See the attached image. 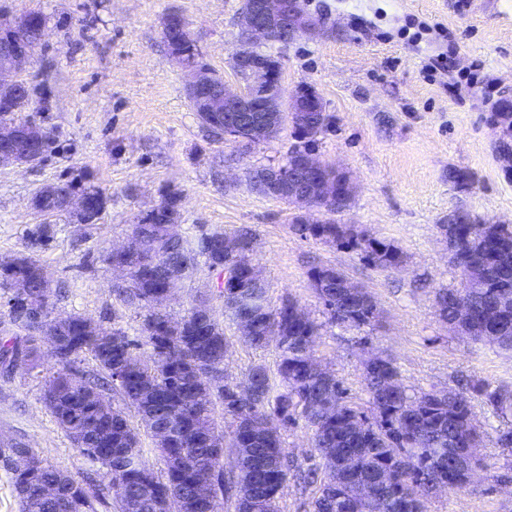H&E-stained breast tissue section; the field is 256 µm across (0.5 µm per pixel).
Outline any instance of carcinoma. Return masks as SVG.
I'll return each mask as SVG.
<instances>
[{
	"instance_id": "1",
	"label": "carcinoma",
	"mask_w": 512,
	"mask_h": 512,
	"mask_svg": "<svg viewBox=\"0 0 512 512\" xmlns=\"http://www.w3.org/2000/svg\"><path fill=\"white\" fill-rule=\"evenodd\" d=\"M35 95L29 84L16 89L0 88V126H25L18 115L17 97ZM297 143L317 147L319 137L335 123L327 112H297L289 119ZM347 176L328 165L304 178L297 188L315 199L318 207L334 213L338 208L325 203L324 187L340 190L347 209L354 188ZM181 195L166 193L161 212L148 213L142 223L131 225L134 250L109 255L106 261L129 268L130 282L116 292L123 301L147 309L141 325L144 341L109 330L92 318L74 313L64 340L69 356L60 360L61 370L49 378L56 397L48 403L58 425L68 434L99 420L93 396L118 390L138 413L149 436L170 425L181 435L173 445L184 467L166 465L155 474L143 460L139 433L121 411L106 418L110 441L86 453L93 464L104 466L107 488L115 493L119 512H210V500L197 495L196 485L207 482L214 497L236 498L237 512H277L278 499L290 479L293 465L281 446V430L304 419L313 432V444L323 460L317 496L311 512H427L423 494L442 482L449 490H465L455 462L459 452L479 445L466 391L408 392L400 373L389 358L376 356L364 366V380L371 414L348 404L347 389L331 376L312 368V343L324 324L361 328L379 317L374 298L353 285L335 267L310 270L311 286L323 306L325 322L287 299L277 308L269 306L267 288L251 275L248 254L255 234L247 228L229 237L221 232L203 233L188 240L173 236ZM291 230L302 238L314 239L360 254L375 269L389 271L403 266L399 248L384 240L360 234L347 224L331 219L312 224L292 218ZM451 245L449 263L460 272L462 288L441 290L436 305L443 321L475 342L512 350V226L488 224L480 218L463 216L461 224L440 225ZM213 269L233 268L224 284V305L232 317L238 302L250 312L249 331L243 339L262 347L266 337L281 336L276 373L283 390L273 394L271 377L264 365H255L242 381L226 380V338L215 315L187 314L179 320L155 312L154 301L171 277L185 278L199 265ZM46 269L33 257L22 258L9 269H0V288H10L23 278L37 291ZM152 350L153 363L139 354L142 345ZM90 354L104 374L102 383L86 380L77 368L78 357ZM469 389L482 395L500 411L512 406V398L490 391L480 380ZM221 400L231 416L232 447L236 453V481L224 483V467L214 455L224 440L214 419L215 400ZM390 471L381 482L377 472ZM38 480L60 486L63 500L47 498L31 488L19 499L21 512H94L100 489L78 482L66 470L46 463L38 469ZM358 481L367 483V494H355Z\"/></svg>"
}]
</instances>
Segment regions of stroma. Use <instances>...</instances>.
<instances>
[{"instance_id": "35a3bbf8", "label": "stroma", "mask_w": 512, "mask_h": 512, "mask_svg": "<svg viewBox=\"0 0 512 512\" xmlns=\"http://www.w3.org/2000/svg\"><path fill=\"white\" fill-rule=\"evenodd\" d=\"M243 2L0 0V20L33 8L49 19L22 77L37 88L36 122L52 134L34 168L0 166V261L32 254L52 280L55 315L80 313L139 338L145 311L118 298V275L104 256L175 191L179 235L253 230L249 259L270 306L291 299L322 322L313 356L342 381L350 403L368 405L363 362L373 356L392 359L415 392L457 390L478 379L512 393V350L450 329L435 301L437 292L460 286L440 230L449 210L463 207L488 223L512 225V174L497 153L501 127L490 120L494 112L512 113V0H469L461 11L455 0H300L316 30L262 47L278 58L285 91L310 86L335 116L316 155L347 172L356 193L334 219L398 247L405 262L389 271L295 235L296 207L252 189L251 169L286 159L290 130L256 143H216L201 126L186 73L164 43L165 18L183 17L212 72L234 86ZM454 169L472 176L469 188L449 181ZM66 179L100 188L104 210L93 224L52 217L48 245L30 249L28 231L41 221L34 193ZM315 266L343 270L366 289L378 322L359 330L324 324L308 276ZM219 283L218 272L199 267L178 284L165 312L179 319L206 301L224 327L230 381L254 365L275 369L276 345L242 340ZM56 369L44 355L36 368L0 372V439L27 443L75 479H102L103 468L74 446L45 405L46 379ZM470 401L482 436L478 482L468 492L431 494L428 512H512V451L495 443L498 430L512 426V412L497 413L475 394Z\"/></svg>"}]
</instances>
